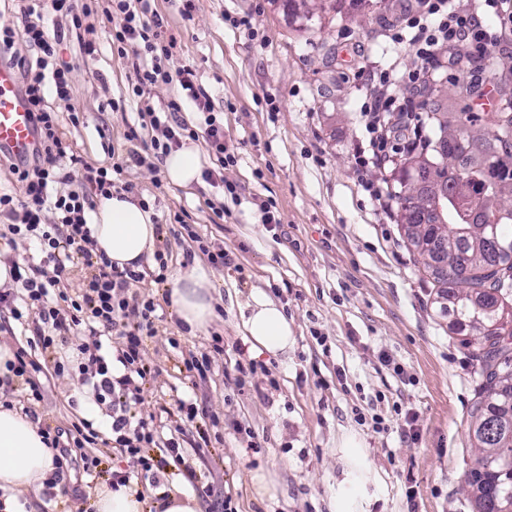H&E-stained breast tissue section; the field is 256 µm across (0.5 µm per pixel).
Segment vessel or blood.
<instances>
[{
	"label": "vessel or blood",
	"instance_id": "b4317fda",
	"mask_svg": "<svg viewBox=\"0 0 512 512\" xmlns=\"http://www.w3.org/2000/svg\"><path fill=\"white\" fill-rule=\"evenodd\" d=\"M35 144L33 124L28 106L17 91L15 73L0 66V146L14 156L29 155Z\"/></svg>",
	"mask_w": 512,
	"mask_h": 512
}]
</instances>
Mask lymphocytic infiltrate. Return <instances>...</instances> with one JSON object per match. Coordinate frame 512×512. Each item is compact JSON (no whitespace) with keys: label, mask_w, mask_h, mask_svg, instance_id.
<instances>
[{"label":"lymphocytic infiltrate","mask_w":512,"mask_h":512,"mask_svg":"<svg viewBox=\"0 0 512 512\" xmlns=\"http://www.w3.org/2000/svg\"><path fill=\"white\" fill-rule=\"evenodd\" d=\"M23 19L21 34L0 30V65L16 70L17 89L32 114L36 149L31 160L11 164L20 185L19 192H0V216L7 217L12 240L34 243L36 255L12 263L13 287L0 289V307L15 319L29 322L36 337L35 348L49 350L67 337L84 334L77 347V369L96 401L112 404V441L128 456L133 466L152 472L154 465L145 450L155 443L145 426H133L127 412L140 403L141 384L152 372L144 359V340L154 336L152 298L131 291L141 275L113 266L105 255L96 254L88 215L94 198L114 191L133 192L124 180L129 166L143 165L144 157L129 150L126 158L107 167L83 166L78 189L58 194L59 166L68 145L59 130L58 115L46 104V93L63 103L73 96L72 69L57 63V46L63 29L48 30L43 17L52 10L65 17L68 26L82 29L84 19L97 10L120 16L111 34L112 48L132 70L131 92L140 105V117L148 119L154 132L151 147L155 158H163L183 146L184 138H204L216 165L204 169L202 178L210 185L224 182V170L234 165L236 156L224 142V128L217 123L210 100L199 85L192 65L170 73L166 63L177 40L153 0H18ZM417 9L407 14L411 38L420 67L410 81L415 92L425 88V67L439 61L441 44H469L477 54L486 53L496 37L470 13L457 9L455 0H416ZM22 37L34 50L27 57L14 50L15 37ZM177 82L181 95L166 102H153L151 89L157 83ZM204 116L203 131H196L183 119L185 108ZM87 267L76 291L68 280L76 260ZM117 332L114 353L103 352L101 332Z\"/></svg>","instance_id":"obj_1"}]
</instances>
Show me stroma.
I'll list each match as a JSON object with an SVG mask.
<instances>
[{"instance_id": "35a3bbf8", "label": "stroma", "mask_w": 512, "mask_h": 512, "mask_svg": "<svg viewBox=\"0 0 512 512\" xmlns=\"http://www.w3.org/2000/svg\"><path fill=\"white\" fill-rule=\"evenodd\" d=\"M156 7L179 41L170 69L194 65L224 125L237 157L224 171L234 192L202 181L180 188L154 167L148 132L128 95L129 71L108 39L115 20L89 17L101 47L95 57L81 56L72 34L58 50L73 69L72 104L84 116L75 127L58 108L60 129L85 163L109 164L131 145L145 158L124 178L135 197L154 202L158 222L168 227L156 243L168 256V274L207 265L202 244L230 258L213 274L221 314L192 334L173 313L169 283H155L157 264L136 285L157 303L156 334L145 341L155 373L129 415L161 439L177 438L183 455L170 462L164 448L152 449L165 462L159 485L131 476L146 494L145 512H160L176 486L192 490L202 512H222L228 495L237 512H471L464 475L473 461L468 428L480 366L438 285L400 237L389 165L366 151L362 107L377 94L379 72L391 73L388 93L397 104L413 97L407 74L418 63L415 50L391 39L404 8L392 0H319L307 18L289 0H194L185 18L177 0H156ZM459 7L499 34L493 86L496 98L511 99L512 31L500 28L484 0H460ZM233 17L245 25L231 26ZM427 75L448 89L438 111H464V90L477 83L472 70L433 67ZM112 99L119 108H109ZM133 129L139 139L131 144L126 134ZM268 200L274 226L261 221ZM183 211L199 242L170 232ZM256 294L292 322L295 342L287 353L251 349L242 315ZM217 337L219 354L212 348ZM79 342L71 337L55 356L39 357L32 378L41 401L29 402L22 381L0 387V398L53 425L66 430L85 418L99 433L95 447L67 449L65 485L33 499L34 512H77L93 499L102 480L86 471L88 458L111 471L129 466L111 446L108 406L94 403L77 372H54L55 359L72 360ZM384 352L403 376L381 364ZM201 353L212 356L203 376L185 365ZM252 362L260 372H245ZM185 404L198 411L194 423L180 422ZM395 404L417 414V439L390 420ZM375 414L387 417L386 430L373 428ZM349 438L355 447H345ZM258 472L272 481V495H254Z\"/></svg>"}]
</instances>
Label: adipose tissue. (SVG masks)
I'll return each instance as SVG.
<instances>
[{
	"label": "adipose tissue",
	"mask_w": 512,
	"mask_h": 512,
	"mask_svg": "<svg viewBox=\"0 0 512 512\" xmlns=\"http://www.w3.org/2000/svg\"><path fill=\"white\" fill-rule=\"evenodd\" d=\"M201 158L197 145L187 144L165 156L161 166L168 181L187 188L197 181ZM153 210L126 193L97 196L90 214L96 253L121 269L141 270L157 239ZM209 272L196 265L172 279L170 302L189 332L206 328L216 315ZM243 319L253 350L271 355L287 353L293 329L282 307L254 295ZM56 472V451L47 447L37 426L18 409L0 405V512H28L30 495L42 491Z\"/></svg>",
	"instance_id": "1"
}]
</instances>
